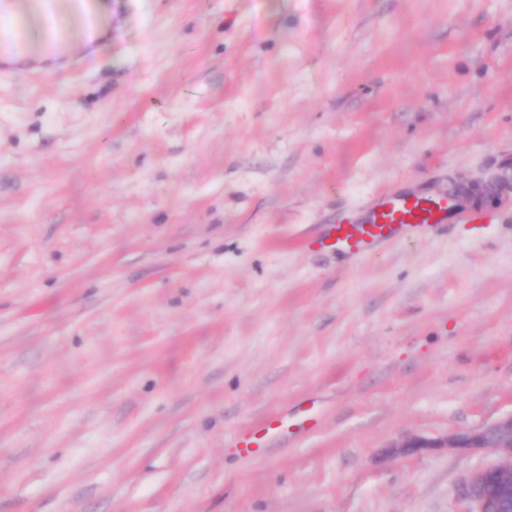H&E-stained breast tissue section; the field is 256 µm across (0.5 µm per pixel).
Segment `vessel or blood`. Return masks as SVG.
Instances as JSON below:
<instances>
[{"label": "vessel or blood", "mask_w": 512, "mask_h": 512, "mask_svg": "<svg viewBox=\"0 0 512 512\" xmlns=\"http://www.w3.org/2000/svg\"><path fill=\"white\" fill-rule=\"evenodd\" d=\"M80 4L81 0H0V65L18 70L34 68L26 43L29 7L41 10L48 43L61 48L73 38L69 18L77 14ZM449 215L447 195L387 191L367 206L364 217L337 216L335 223L327 225L319 246L365 259L387 243L433 236L447 224ZM316 422V416L311 412L297 421L285 416H270L254 430L239 435L235 445L244 451L270 449L286 440L288 435L311 428Z\"/></svg>", "instance_id": "b4317fda"}]
</instances>
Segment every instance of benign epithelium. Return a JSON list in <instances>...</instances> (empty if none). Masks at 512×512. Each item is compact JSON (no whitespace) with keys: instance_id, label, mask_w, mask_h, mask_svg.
I'll use <instances>...</instances> for the list:
<instances>
[{"instance_id":"1","label":"benign epithelium","mask_w":512,"mask_h":512,"mask_svg":"<svg viewBox=\"0 0 512 512\" xmlns=\"http://www.w3.org/2000/svg\"><path fill=\"white\" fill-rule=\"evenodd\" d=\"M408 451L424 448H455L465 452L488 451L498 456L462 480L458 498L465 512H512V414L491 425L456 433L445 439H414L400 444ZM498 494L488 496L489 486Z\"/></svg>"}]
</instances>
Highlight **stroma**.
<instances>
[{
	"label": "stroma",
	"instance_id": "obj_1",
	"mask_svg": "<svg viewBox=\"0 0 512 512\" xmlns=\"http://www.w3.org/2000/svg\"><path fill=\"white\" fill-rule=\"evenodd\" d=\"M100 21L61 76L0 71V512H460L488 456L400 445L512 414V0ZM472 181L435 239L307 246ZM310 410L311 408L298 421H292L288 416L266 417L254 430L240 434L235 441V446L243 451H254L261 448L271 449L277 443L288 439V435L301 429L305 430L313 427L317 419L316 415Z\"/></svg>",
	"mask_w": 512,
	"mask_h": 512
}]
</instances>
